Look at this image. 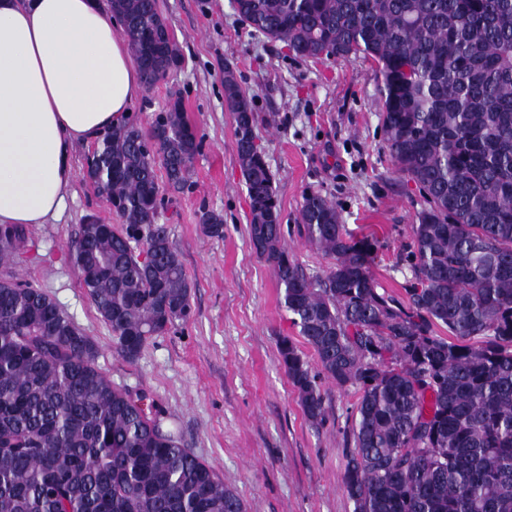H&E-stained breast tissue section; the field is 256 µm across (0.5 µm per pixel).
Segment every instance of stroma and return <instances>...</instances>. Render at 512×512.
Segmentation results:
<instances>
[{"label":"stroma","mask_w":512,"mask_h":512,"mask_svg":"<svg viewBox=\"0 0 512 512\" xmlns=\"http://www.w3.org/2000/svg\"><path fill=\"white\" fill-rule=\"evenodd\" d=\"M182 53L180 67L153 89H140L130 116L149 126L171 95L203 138L188 190L174 193L158 221L167 225L192 283L191 321L150 338L136 361L112 348V333L81 285L70 246L86 215L116 223L83 171L89 147L71 151L73 178L59 220L27 227L20 257L0 262V279L43 288L93 338L97 365L112 385L146 396L184 447L204 458L243 498L247 512H353L343 492L359 393L326 384L329 418L305 419L281 366L280 337L299 339L280 301L273 270L251 251L249 199L235 162L234 125L224 107V68L255 94L257 141L275 178L285 240L305 272L331 264L304 246L296 218L304 194L336 205L340 221L380 247L372 265L379 285L403 296L412 274L411 226L423 200L398 173L383 141L380 82L363 58L284 59L280 44L257 39L237 20L231 0H158ZM224 215V236L203 234L201 208Z\"/></svg>","instance_id":"1"}]
</instances>
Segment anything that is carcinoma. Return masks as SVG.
I'll list each match as a JSON object with an SVG mask.
<instances>
[{"label":"carcinoma","instance_id":"1","mask_svg":"<svg viewBox=\"0 0 512 512\" xmlns=\"http://www.w3.org/2000/svg\"><path fill=\"white\" fill-rule=\"evenodd\" d=\"M110 9L146 88L180 66L156 0H110ZM234 9L286 58L372 62L385 144L424 198L407 301L379 291L378 242L349 233L313 192L298 230L332 265L306 274L256 143L254 98L224 67L249 244L273 268L319 370L288 336L280 364L313 425L328 413L321 379L360 391L343 478L353 512H512V0H234ZM201 147L175 94L149 130L112 127L87 162L121 228L81 225L71 256L129 362L193 316L182 254L156 222L158 171L184 190ZM199 220L206 236L224 237V214L204 208ZM25 243V228L0 226V261ZM97 357L43 289L0 280V512H247L143 398L112 386Z\"/></svg>","mask_w":512,"mask_h":512}]
</instances>
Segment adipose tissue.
<instances>
[{
    "mask_svg": "<svg viewBox=\"0 0 512 512\" xmlns=\"http://www.w3.org/2000/svg\"><path fill=\"white\" fill-rule=\"evenodd\" d=\"M140 88L101 0H0V225L60 217L73 145L122 122Z\"/></svg>",
    "mask_w": 512,
    "mask_h": 512,
    "instance_id": "adipose-tissue-1",
    "label": "adipose tissue"
}]
</instances>
